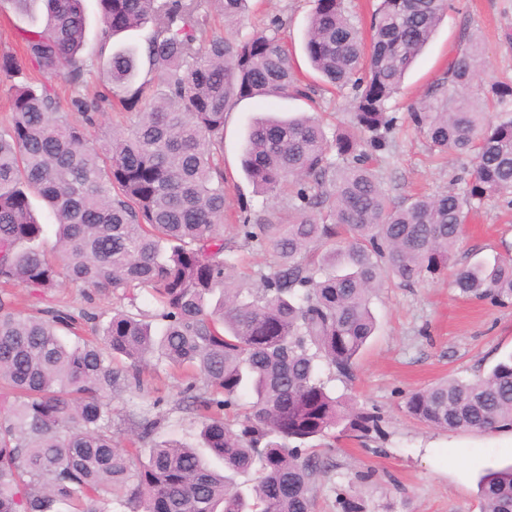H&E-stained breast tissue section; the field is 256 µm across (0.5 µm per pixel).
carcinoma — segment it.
<instances>
[{"label":"carcinoma","instance_id":"1","mask_svg":"<svg viewBox=\"0 0 512 512\" xmlns=\"http://www.w3.org/2000/svg\"><path fill=\"white\" fill-rule=\"evenodd\" d=\"M38 1L44 28L19 36L42 80L10 86L0 131V512H103L105 493L128 512H314L330 463L303 444L337 428L360 442L380 432L378 417L336 395L323 369L350 378L375 331L381 288L446 273L469 214L512 195V82L491 87L499 112L487 120L473 91L481 43L468 40L409 112L431 150L471 158L466 187L392 199L367 150L389 146V103L448 0H379L366 33L345 0H314L304 53L333 89L354 91L347 123L363 137L330 140L308 115L252 123L246 177L260 194L291 192L286 224L240 216L244 241L276 258L260 287L242 288L221 232L227 112L243 99L314 93L280 27L243 31L249 0H95L99 44L85 55L86 0H12L26 15ZM147 24L141 79L136 51H104ZM104 57L108 86L90 97L84 75ZM19 72L12 54L0 55L1 75ZM61 77L75 88L66 109L54 86ZM109 107L129 124L100 147L89 128ZM34 195L56 227L50 253ZM65 282L119 300L147 291L160 323L115 309L90 339L80 321L93 316H75L57 298ZM452 284L511 304L512 257L460 266ZM19 287L38 302L20 308L11 293ZM153 357L180 372L203 451L148 444L161 414L126 415L127 445L114 440L112 393L145 391L142 367ZM405 409L448 432L511 427L512 354L473 380L411 393ZM256 465V485L233 482ZM480 497L483 512H512V467L483 476Z\"/></svg>","mask_w":512,"mask_h":512}]
</instances>
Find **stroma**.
<instances>
[{
	"mask_svg": "<svg viewBox=\"0 0 512 512\" xmlns=\"http://www.w3.org/2000/svg\"><path fill=\"white\" fill-rule=\"evenodd\" d=\"M313 0H251L246 26L270 29L281 22V37L295 53L303 79L312 73L301 51ZM483 40V64L477 78L487 89L512 81V0H448V9L425 51L408 73L390 111L396 126L389 150L374 153L371 166L389 196L413 192L433 195L464 189L470 166L463 156L434 157L408 119L410 103L422 98L445 72L471 35ZM353 94L317 92L314 101L251 98L228 112L224 124L226 207L224 237H237L241 209L251 214L288 216V196L256 195L240 168V151L252 117L265 112L291 115L318 113L327 136L342 129ZM512 255V205L506 199L484 201L471 213L456 256L465 264ZM451 275L412 288L382 289L372 305L377 331L360 354L350 379H332L331 387L358 407L381 418L379 434L366 442L343 436L313 440L328 451L330 470L316 489L317 512H343L341 498L352 495L360 512H481L477 484L487 469L512 464V429L492 434L443 432L407 415L406 396L443 378L468 380L486 373L512 354V306L463 296ZM62 299L72 310L95 313L97 326L112 316V298L92 290L64 288ZM131 313L155 315L158 306L144 291L134 301L118 303ZM161 388L165 420L156 440H181L200 447V426L179 401L180 380L166 363L152 361L145 372Z\"/></svg>",
	"mask_w": 512,
	"mask_h": 512,
	"instance_id": "35a3bbf8",
	"label": "stroma"
}]
</instances>
